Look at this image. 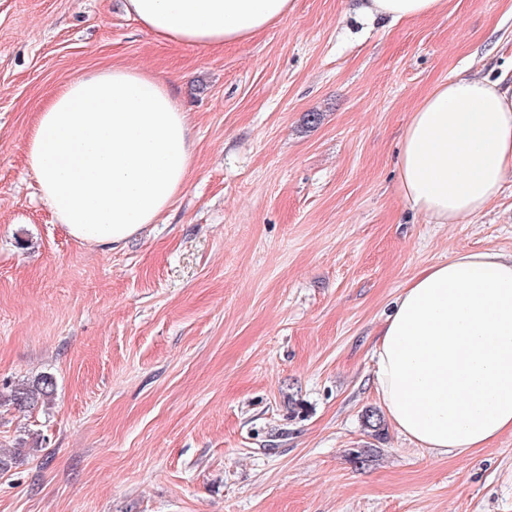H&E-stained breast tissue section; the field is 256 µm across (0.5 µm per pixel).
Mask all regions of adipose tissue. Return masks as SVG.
<instances>
[{
  "mask_svg": "<svg viewBox=\"0 0 512 512\" xmlns=\"http://www.w3.org/2000/svg\"><path fill=\"white\" fill-rule=\"evenodd\" d=\"M445 0H361L371 16L420 18ZM162 40L221 47L287 15L291 0H124ZM27 165L76 240L117 248L158 223L194 162L174 88L136 67L69 80L37 112ZM512 173V89L487 77L437 85L403 130L398 191L435 224L481 213ZM374 382L399 432L464 456L512 433V254L461 252L416 274L386 316Z\"/></svg>",
  "mask_w": 512,
  "mask_h": 512,
  "instance_id": "adipose-tissue-1",
  "label": "adipose tissue"
}]
</instances>
